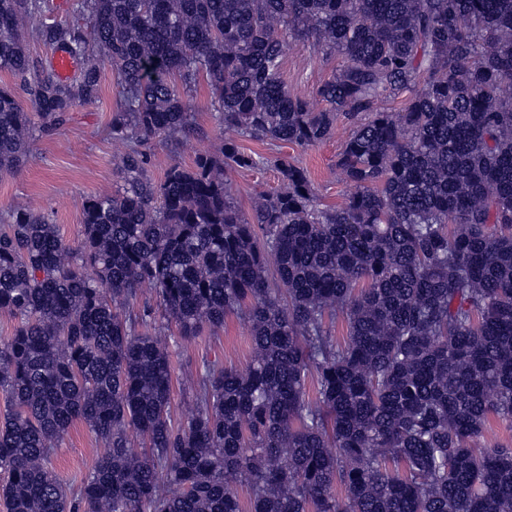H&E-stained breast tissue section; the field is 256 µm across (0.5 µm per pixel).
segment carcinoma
Returning a JSON list of instances; mask_svg holds the SVG:
<instances>
[{
	"mask_svg": "<svg viewBox=\"0 0 512 512\" xmlns=\"http://www.w3.org/2000/svg\"><path fill=\"white\" fill-rule=\"evenodd\" d=\"M45 7L0 0V71L30 84L27 106L0 87V173L108 66L124 188L85 201L75 246L32 206L0 226L8 512H512V447L475 446L512 422V0H78L86 30L37 31L83 60L69 82L26 49ZM290 37L340 56L322 109L281 78ZM201 75L224 160L156 183L141 146L189 130ZM341 119L343 204L278 159L281 189L238 211L224 167L259 166L239 139L310 147ZM235 311L249 369L204 363L175 423L168 325L189 342ZM76 420L99 452L69 495L49 459Z\"/></svg>",
	"mask_w": 512,
	"mask_h": 512,
	"instance_id": "obj_1",
	"label": "carcinoma"
}]
</instances>
